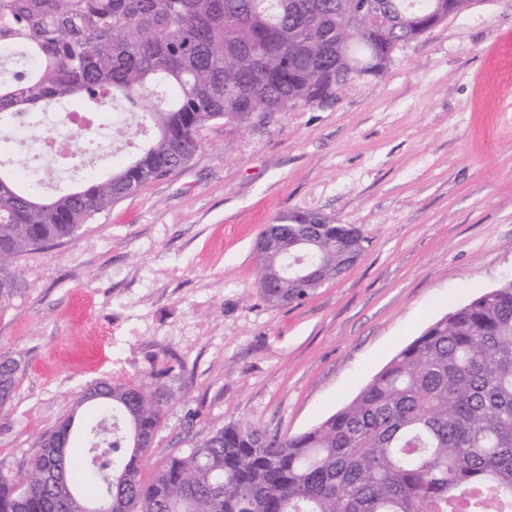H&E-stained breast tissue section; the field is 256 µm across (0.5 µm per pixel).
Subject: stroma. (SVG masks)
<instances>
[{
  "mask_svg": "<svg viewBox=\"0 0 512 512\" xmlns=\"http://www.w3.org/2000/svg\"><path fill=\"white\" fill-rule=\"evenodd\" d=\"M512 0L471 6L333 101L216 125L185 167L18 256L0 357V469H28L86 390L173 368L141 470L242 421L297 435L433 322L512 279ZM353 224L368 246L300 305L261 296L268 224ZM17 362L9 358L0 359V408L13 398L16 388Z\"/></svg>",
  "mask_w": 512,
  "mask_h": 512,
  "instance_id": "35a3bbf8",
  "label": "stroma"
}]
</instances>
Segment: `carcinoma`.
Returning <instances> with one entry per match:
<instances>
[{"instance_id":"obj_1","label":"carcinoma","mask_w":512,"mask_h":512,"mask_svg":"<svg viewBox=\"0 0 512 512\" xmlns=\"http://www.w3.org/2000/svg\"><path fill=\"white\" fill-rule=\"evenodd\" d=\"M389 23H356L358 4ZM448 0H0V47L22 49L0 78V126L65 100L140 116L134 153L102 177L44 198L23 161L0 164V305L20 291L9 260L187 165L214 123L263 122L319 105L379 72ZM278 224L257 253L264 299L299 303L361 257L354 224ZM17 362L0 359V408ZM138 384L100 381L42 442L22 475L0 472V512H512V280L430 324L346 406L294 436L231 424L141 462L179 399L173 369ZM87 455L70 457L74 434Z\"/></svg>"}]
</instances>
